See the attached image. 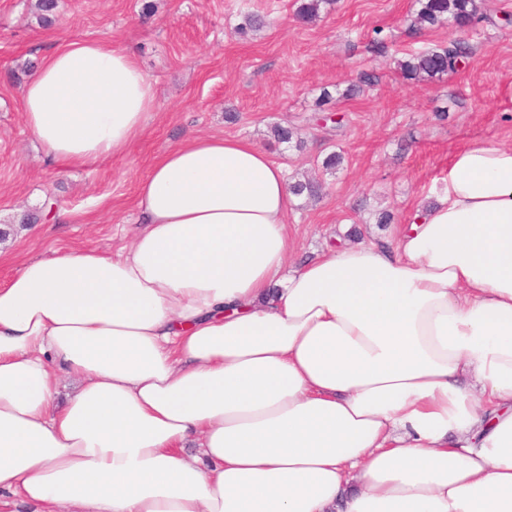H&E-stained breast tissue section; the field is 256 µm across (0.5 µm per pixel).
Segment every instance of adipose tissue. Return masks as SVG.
Instances as JSON below:
<instances>
[{"label":"adipose tissue","instance_id":"obj_1","mask_svg":"<svg viewBox=\"0 0 512 512\" xmlns=\"http://www.w3.org/2000/svg\"><path fill=\"white\" fill-rule=\"evenodd\" d=\"M154 102L103 40L22 91L60 169L125 152ZM289 184L247 139L193 137L139 181L128 248L19 258L0 512H512V147L457 150L392 238L295 269Z\"/></svg>","mask_w":512,"mask_h":512}]
</instances>
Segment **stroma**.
<instances>
[{
  "instance_id": "1",
  "label": "stroma",
  "mask_w": 512,
  "mask_h": 512,
  "mask_svg": "<svg viewBox=\"0 0 512 512\" xmlns=\"http://www.w3.org/2000/svg\"><path fill=\"white\" fill-rule=\"evenodd\" d=\"M301 0H58L44 28L32 0H0V285L16 255L48 257L85 247L115 252L137 228V183L168 148L192 135L251 140L285 165L291 179H319L318 199L299 197L288 214L298 267L357 237L386 238L430 202L450 156L471 143L512 146V0H481L469 32L472 55L458 72L432 81L404 79L400 60L457 37L448 24L418 29V0H334L304 22ZM268 23L247 37L248 15ZM388 37L369 50L374 30ZM113 40L135 55L155 89L144 132L120 155L57 170L44 162L23 120L21 92L44 55L67 41ZM375 86L347 90L359 72ZM330 91L320 104L322 91ZM235 120H228V113ZM282 125L298 138L281 143ZM332 153L343 161L325 171ZM67 211L45 219V201ZM394 224L378 221L381 212Z\"/></svg>"
}]
</instances>
